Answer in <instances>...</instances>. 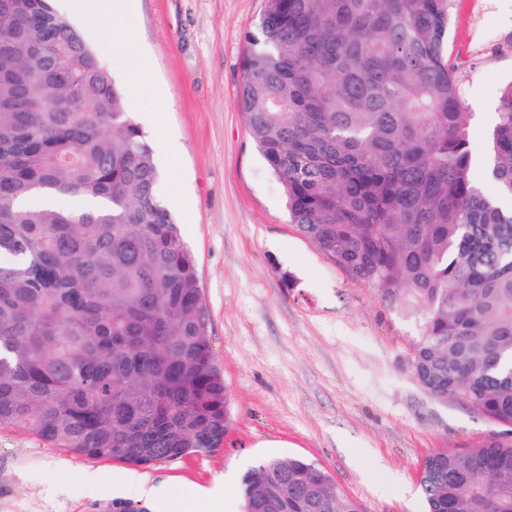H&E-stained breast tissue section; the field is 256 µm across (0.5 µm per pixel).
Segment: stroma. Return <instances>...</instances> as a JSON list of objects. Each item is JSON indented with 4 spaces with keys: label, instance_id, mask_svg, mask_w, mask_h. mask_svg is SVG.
I'll return each instance as SVG.
<instances>
[{
    "label": "stroma",
    "instance_id": "35a3bbf8",
    "mask_svg": "<svg viewBox=\"0 0 512 512\" xmlns=\"http://www.w3.org/2000/svg\"><path fill=\"white\" fill-rule=\"evenodd\" d=\"M135 3L130 16H85L55 0L154 145L159 197L198 261L233 423L221 447L138 469L0 428V512H112L131 470L164 494L223 480L220 512H241L242 475L270 456L326 468L366 512H423L425 458L496 427L425 392L409 367L413 322L289 223L239 105L244 39L264 0ZM451 15L449 54L481 152L512 82V0H452Z\"/></svg>",
    "mask_w": 512,
    "mask_h": 512
}]
</instances>
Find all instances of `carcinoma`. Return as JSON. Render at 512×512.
<instances>
[{
	"instance_id": "carcinoma-1",
	"label": "carcinoma",
	"mask_w": 512,
	"mask_h": 512,
	"mask_svg": "<svg viewBox=\"0 0 512 512\" xmlns=\"http://www.w3.org/2000/svg\"><path fill=\"white\" fill-rule=\"evenodd\" d=\"M53 0H0V427L137 466L224 443L196 256L151 141ZM451 0H265L240 105L290 223L416 325L410 366L499 427L429 462L425 512H512V82L484 157ZM485 162L493 191L472 176ZM60 195L53 207L21 198ZM365 512L324 468L259 460L244 508Z\"/></svg>"
}]
</instances>
